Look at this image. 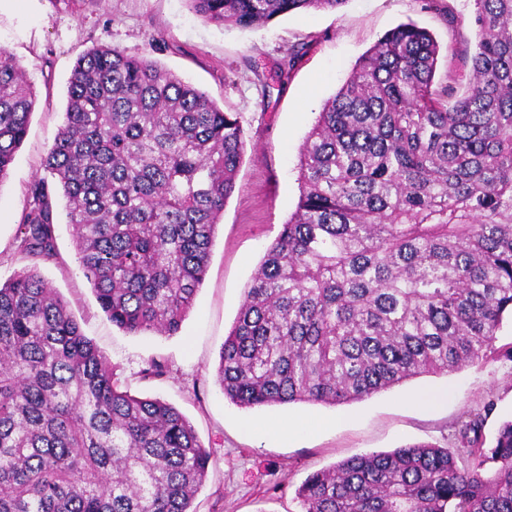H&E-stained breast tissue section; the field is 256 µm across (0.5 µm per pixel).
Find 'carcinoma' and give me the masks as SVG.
Masks as SVG:
<instances>
[{"label": "carcinoma", "mask_w": 512, "mask_h": 512, "mask_svg": "<svg viewBox=\"0 0 512 512\" xmlns=\"http://www.w3.org/2000/svg\"><path fill=\"white\" fill-rule=\"evenodd\" d=\"M264 25L348 0H188ZM469 75L433 88L439 47L402 24L327 99L298 156L295 212L219 352L241 408L336 406L487 357L512 314V0H473ZM36 91L0 48V182ZM246 151L238 114L158 62L96 48L71 73L20 253L56 256L65 200L101 310L130 335L179 332ZM476 414L451 452L417 443L311 473L299 512H512V420ZM213 452L159 398L122 388L37 267L0 282V512H193Z\"/></svg>", "instance_id": "cac0c4a2"}]
</instances>
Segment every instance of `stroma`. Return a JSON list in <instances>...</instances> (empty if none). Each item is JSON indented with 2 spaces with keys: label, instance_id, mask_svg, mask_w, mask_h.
<instances>
[{
  "label": "stroma",
  "instance_id": "obj_1",
  "mask_svg": "<svg viewBox=\"0 0 512 512\" xmlns=\"http://www.w3.org/2000/svg\"><path fill=\"white\" fill-rule=\"evenodd\" d=\"M473 0H349L338 13L308 11L242 29L204 21L188 0H0V48L24 66L37 101L26 139L0 182V281L23 266L19 220L62 122L71 71L95 47L158 61L238 113L247 151L218 226L207 278L173 336L129 335L101 312L76 255L72 230L57 226L56 259L41 275L64 297L86 336L131 394L160 398L193 424L213 464L195 512H298L296 490L313 471L362 451L429 442L456 450L468 416L487 412L486 435L512 418V321L497 351L452 375H427L360 402L245 409L227 400L214 368L244 292L268 245L298 202L299 148L323 102L385 33L412 22L440 48L434 82L464 69L476 42ZM288 76H280L283 64ZM167 373L147 378L150 361ZM439 385L434 405L419 395Z\"/></svg>",
  "mask_w": 512,
  "mask_h": 512
}]
</instances>
